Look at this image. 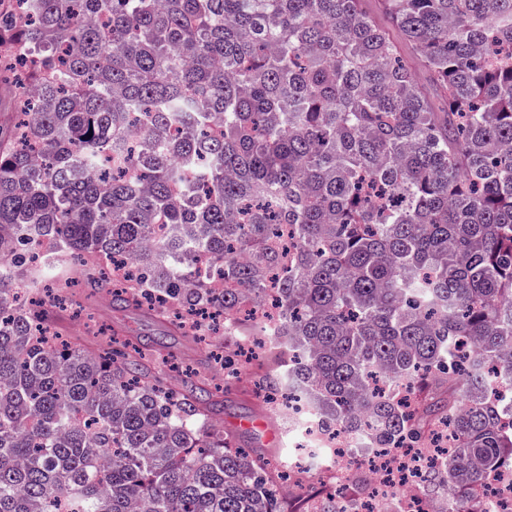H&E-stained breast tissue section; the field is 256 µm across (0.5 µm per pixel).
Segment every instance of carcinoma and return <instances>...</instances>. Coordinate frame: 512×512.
I'll return each instance as SVG.
<instances>
[{
    "label": "carcinoma",
    "instance_id": "1",
    "mask_svg": "<svg viewBox=\"0 0 512 512\" xmlns=\"http://www.w3.org/2000/svg\"><path fill=\"white\" fill-rule=\"evenodd\" d=\"M11 2L0 52L34 58L37 98L0 131V512H277L224 388L37 335L14 294L74 275L254 326L288 349L259 387L326 434L424 448L450 424L429 482L456 495L512 467V0ZM271 289L278 322L242 318Z\"/></svg>",
    "mask_w": 512,
    "mask_h": 512
}]
</instances>
